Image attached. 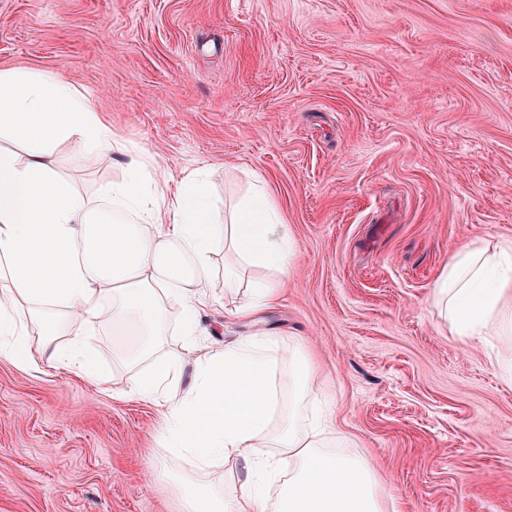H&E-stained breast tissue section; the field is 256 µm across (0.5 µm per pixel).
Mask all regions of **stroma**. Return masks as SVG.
<instances>
[{"label":"stroma","instance_id":"1","mask_svg":"<svg viewBox=\"0 0 512 512\" xmlns=\"http://www.w3.org/2000/svg\"><path fill=\"white\" fill-rule=\"evenodd\" d=\"M89 94L230 212L254 176L297 255L268 326L401 512H512V387L428 306L462 242L512 239V0H0V68ZM95 197L120 156L60 147ZM0 357V512H178L146 402Z\"/></svg>","mask_w":512,"mask_h":512}]
</instances>
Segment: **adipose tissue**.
<instances>
[{
  "mask_svg": "<svg viewBox=\"0 0 512 512\" xmlns=\"http://www.w3.org/2000/svg\"><path fill=\"white\" fill-rule=\"evenodd\" d=\"M120 150L92 100L62 76L0 69V356L39 372L72 373L107 389L111 378L74 327L112 316L128 394L154 406L182 512H397L368 457L309 411L317 374L306 347L260 331L212 349L200 317L224 289L242 291L229 318L275 308L296 242L255 178L220 221L200 171L169 182L156 159L131 151L130 178L93 202L58 176L56 150ZM268 279L241 286L240 271ZM428 302L458 342L512 337V241L455 248ZM180 311L170 351L169 309ZM225 463L227 472L213 477Z\"/></svg>",
  "mask_w": 512,
  "mask_h": 512,
  "instance_id": "1",
  "label": "adipose tissue"
}]
</instances>
